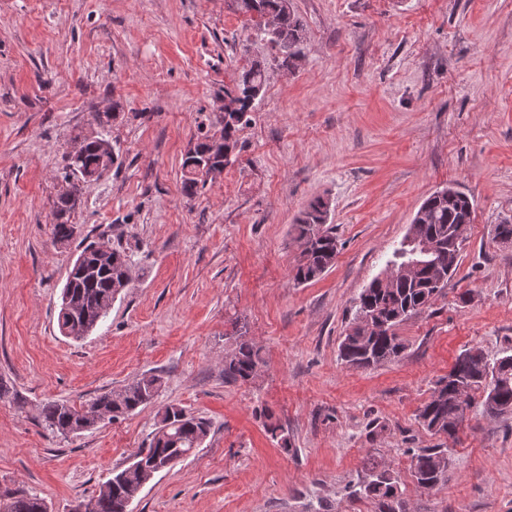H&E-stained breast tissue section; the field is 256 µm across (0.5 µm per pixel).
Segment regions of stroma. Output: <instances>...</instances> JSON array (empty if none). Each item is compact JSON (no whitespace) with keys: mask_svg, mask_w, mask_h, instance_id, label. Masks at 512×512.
<instances>
[{"mask_svg":"<svg viewBox=\"0 0 512 512\" xmlns=\"http://www.w3.org/2000/svg\"><path fill=\"white\" fill-rule=\"evenodd\" d=\"M291 5L306 34L289 70L229 0H0L1 497L23 487L71 512L176 405L210 433L133 512H375L353 494L373 462L407 512H512V414L487 416L478 390L455 437L417 418L462 351L512 349V243L493 237L512 220V0ZM256 60L267 80L235 157L186 196L187 151L221 134L224 93ZM99 131L119 158L83 185L75 234L57 244L63 157ZM449 184L475 203L456 273L398 327L399 359L347 365L339 345L359 294ZM316 197L339 253L299 284L293 224ZM86 240L135 245L133 281L76 341L57 313ZM241 337L264 363L228 383L224 354ZM150 371L163 389L132 415L65 438L39 419L48 401L77 405ZM420 448L448 451L431 489L411 476Z\"/></svg>","mask_w":512,"mask_h":512,"instance_id":"35a3bbf8","label":"stroma"}]
</instances>
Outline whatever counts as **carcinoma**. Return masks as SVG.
Listing matches in <instances>:
<instances>
[{"mask_svg":"<svg viewBox=\"0 0 512 512\" xmlns=\"http://www.w3.org/2000/svg\"><path fill=\"white\" fill-rule=\"evenodd\" d=\"M236 11L249 17L257 33L264 35L282 53L281 66L294 67L300 58L305 28L301 17L286 0H236ZM266 82L265 68L254 62L239 77L235 89L227 92L224 108L245 118ZM238 125L226 123L218 138L206 136L199 140L185 157L183 192L193 195L199 183L197 164L219 154L220 149L235 151ZM118 156L109 139L102 133L84 137L80 148L65 157L63 186L54 201L52 235L64 244L75 234L70 217L75 209L81 184L99 179L117 161ZM474 202L463 191L446 186L427 197L418 208L409 232L386 261L385 271L399 269L412 260L417 266L408 277L384 279L378 276L359 296L353 325L339 346L340 358L352 366H370L391 361L405 350V343L396 328L404 321L429 307L440 295L448 278L457 270L460 249L468 238ZM329 206L316 198L301 211L294 224V240L301 249L292 269L294 281L305 284L319 279L333 266L338 252L336 232L328 226ZM434 242L441 246L435 252L414 253L411 240ZM97 244L85 245L81 254L86 260L72 263L62 294L72 293L87 301L84 319L94 329L110 309L112 302L132 281L131 254L124 248H113L107 257L96 254ZM385 323L390 333L379 330ZM263 364L260 349L242 341L224 355V380L247 382ZM163 379L145 374L120 392L102 393L77 407L66 402L49 401L41 408L46 429L68 436L96 427L99 421L91 413L96 407L111 413L109 420L129 415L159 396ZM485 393L484 412L491 416L512 413V353L490 362L479 348H470L456 358L448 376L436 381L427 401L419 408L418 419L434 435H455L462 420L469 392ZM210 432V423L176 406L162 408L160 425L152 434L146 451L149 455L171 457L179 452L198 448ZM448 470V457L443 448H420L412 454V477L425 489L435 487ZM123 480L117 484L105 481L94 502L93 512H125L126 502L140 493L147 474L140 468L127 466L117 472ZM361 494L376 506V512H406L401 490L388 470L375 464ZM0 512H48L46 501L26 489L15 490L9 501L0 505Z\"/></svg>","mask_w":512,"mask_h":512,"instance_id":"cac0c4a2","label":"carcinoma"}]
</instances>
